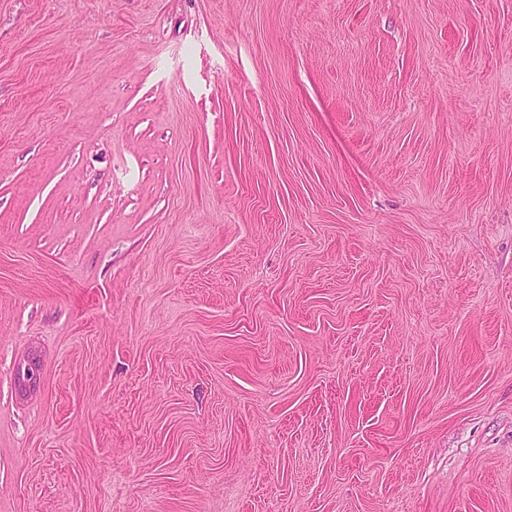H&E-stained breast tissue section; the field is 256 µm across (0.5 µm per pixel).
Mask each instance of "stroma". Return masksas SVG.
<instances>
[{
	"mask_svg": "<svg viewBox=\"0 0 512 512\" xmlns=\"http://www.w3.org/2000/svg\"><path fill=\"white\" fill-rule=\"evenodd\" d=\"M0 512H512V0H0Z\"/></svg>",
	"mask_w": 512,
	"mask_h": 512,
	"instance_id": "obj_1",
	"label": "stroma"
}]
</instances>
